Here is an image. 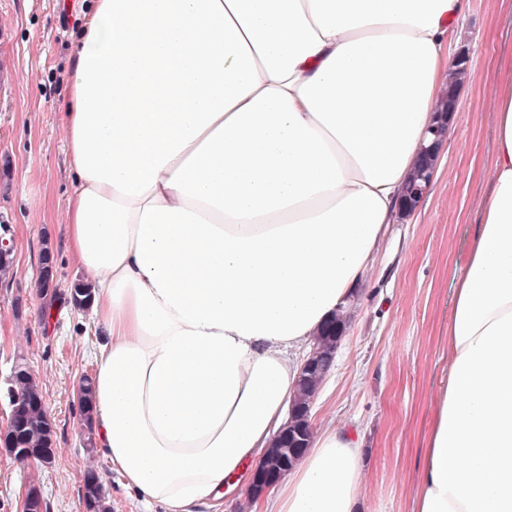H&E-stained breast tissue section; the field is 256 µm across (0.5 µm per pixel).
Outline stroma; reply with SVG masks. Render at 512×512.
<instances>
[{
  "label": "stroma",
  "mask_w": 512,
  "mask_h": 512,
  "mask_svg": "<svg viewBox=\"0 0 512 512\" xmlns=\"http://www.w3.org/2000/svg\"><path fill=\"white\" fill-rule=\"evenodd\" d=\"M89 0H0V224L13 228L10 282L0 283V383L23 358L55 424L51 465L0 453V512H19L37 484L48 512H85L81 487L95 471L111 512H143L98 448L79 410L77 384L93 375L89 311L69 292L83 275L62 226L74 182L57 106L67 95L72 42ZM468 52L457 118L422 207L389 225L367 283L358 288L336 360L314 399L319 426L358 436L364 481L359 512H414L416 473L431 419L427 395L448 371L452 278L469 257L485 176L496 147L492 98L501 62L512 57V0H466L450 55ZM50 250L57 288H38Z\"/></svg>",
  "instance_id": "35a3bbf8"
}]
</instances>
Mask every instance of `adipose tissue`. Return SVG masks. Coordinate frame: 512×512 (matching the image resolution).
Instances as JSON below:
<instances>
[{
  "label": "adipose tissue",
  "mask_w": 512,
  "mask_h": 512,
  "mask_svg": "<svg viewBox=\"0 0 512 512\" xmlns=\"http://www.w3.org/2000/svg\"><path fill=\"white\" fill-rule=\"evenodd\" d=\"M464 0H95L58 115L92 289V423L144 505L251 472L321 326L350 311L437 108ZM415 512H512V60ZM361 448L316 429L264 512H355Z\"/></svg>",
  "instance_id": "1"
}]
</instances>
